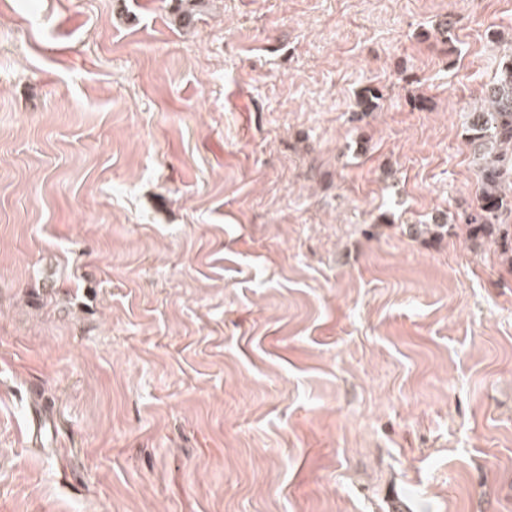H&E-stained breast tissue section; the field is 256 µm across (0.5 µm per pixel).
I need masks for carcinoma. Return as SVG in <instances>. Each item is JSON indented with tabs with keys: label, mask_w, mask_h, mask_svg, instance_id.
<instances>
[{
	"label": "carcinoma",
	"mask_w": 512,
	"mask_h": 512,
	"mask_svg": "<svg viewBox=\"0 0 512 512\" xmlns=\"http://www.w3.org/2000/svg\"><path fill=\"white\" fill-rule=\"evenodd\" d=\"M465 130L479 170L477 204L465 217L469 239L497 237L512 269V225L498 223L504 211H512V199L503 192L504 184L512 183V52L500 58L493 81L484 89L483 104L467 114ZM454 228L442 217L434 224H409L406 231L415 239L440 241Z\"/></svg>",
	"instance_id": "obj_1"
}]
</instances>
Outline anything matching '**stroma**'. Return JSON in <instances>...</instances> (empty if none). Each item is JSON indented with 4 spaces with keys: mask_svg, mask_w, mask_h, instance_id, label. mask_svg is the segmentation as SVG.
Instances as JSON below:
<instances>
[{
    "mask_svg": "<svg viewBox=\"0 0 512 512\" xmlns=\"http://www.w3.org/2000/svg\"><path fill=\"white\" fill-rule=\"evenodd\" d=\"M511 51L512 0H0V512H512V271L405 232Z\"/></svg>",
    "mask_w": 512,
    "mask_h": 512,
    "instance_id": "35a3bbf8",
    "label": "stroma"
}]
</instances>
